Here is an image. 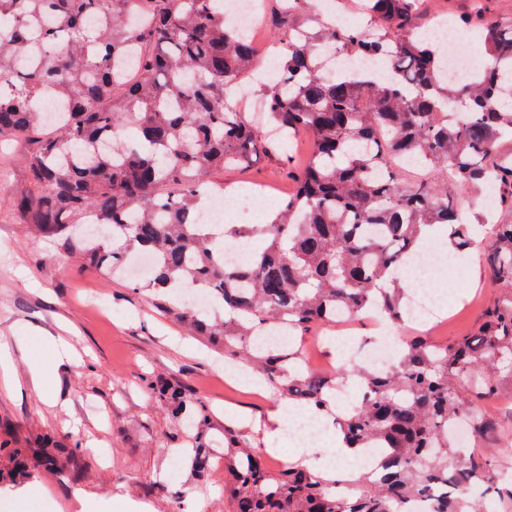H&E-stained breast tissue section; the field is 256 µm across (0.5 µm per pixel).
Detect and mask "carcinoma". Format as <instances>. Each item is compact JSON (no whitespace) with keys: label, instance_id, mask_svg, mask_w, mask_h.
Wrapping results in <instances>:
<instances>
[{"label":"carcinoma","instance_id":"cac0c4a2","mask_svg":"<svg viewBox=\"0 0 512 512\" xmlns=\"http://www.w3.org/2000/svg\"><path fill=\"white\" fill-rule=\"evenodd\" d=\"M424 4L367 0L365 29L333 20L306 27L284 9L279 82L263 112L247 114L228 90L259 57L251 36L224 23V0H0V140L23 136L31 145L33 190L16 203L25 222L105 275L149 254L159 308L289 400L334 417L345 443L385 454L378 478H361L341 497L339 479L291 462L273 469L226 425L229 512H407L409 499L440 486L435 512H467L457 493L466 481L512 508V484L495 479L492 456L462 460L448 438L457 420L470 421L476 439L496 430L476 410L512 390V297L476 336L404 340L382 373L343 366L315 374L295 344L294 332L334 324L338 310L352 320L375 311L403 321L411 289L395 274L421 256L425 229L441 225L457 254L474 244L448 184L477 194L492 186L512 206V155L500 150L512 136V18L482 27L487 62L456 85L443 74L440 43L412 25ZM336 53L386 61L391 76L336 74ZM116 86L124 87L119 99ZM46 94L67 108L51 122L37 112ZM299 135L310 141L309 160L269 223H198L213 195L210 175L271 146L291 153ZM241 239L255 242L247 261L225 265L224 249ZM486 263L493 281L512 288V224L492 225ZM189 286L210 289L224 318L174 304ZM271 327L288 342L258 348ZM348 376L361 381L358 401L336 414V383ZM146 390L197 439L212 429L183 391L163 380ZM212 452L198 443L191 470L205 474ZM72 453L47 443L40 462L61 468ZM0 457L11 463L0 483L31 477L28 449L1 440Z\"/></svg>","mask_w":512,"mask_h":512}]
</instances>
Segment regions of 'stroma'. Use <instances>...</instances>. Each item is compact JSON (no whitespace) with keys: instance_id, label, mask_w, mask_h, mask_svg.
<instances>
[{"instance_id":"obj_1","label":"stroma","mask_w":512,"mask_h":512,"mask_svg":"<svg viewBox=\"0 0 512 512\" xmlns=\"http://www.w3.org/2000/svg\"><path fill=\"white\" fill-rule=\"evenodd\" d=\"M483 6L478 15L472 0H428L425 13L466 22L473 37L484 20L512 18V0ZM29 149L21 138L0 143V342L11 349L14 377L12 386L0 384V439L53 441L76 452L64 469L39 466L24 482L0 488V512H226L223 452L214 453L207 476L194 475L191 438L147 395L145 382L161 377L181 386L211 415L209 439H219L224 425L238 427L274 467L301 451L260 432L279 395L251 379L225 382L223 354L156 308L147 281L106 277L58 242L29 233L15 207L29 187ZM212 180L256 197L257 215H230L231 224L267 221L294 189L291 167L274 148ZM457 267L431 270L442 308L419 335L442 342L475 335L488 310L512 297L492 280L481 247ZM61 337L78 357L60 366L54 345ZM339 337L333 325L304 332L314 370L332 374L350 358L352 345ZM35 363L49 375L48 389L31 383Z\"/></svg>"}]
</instances>
